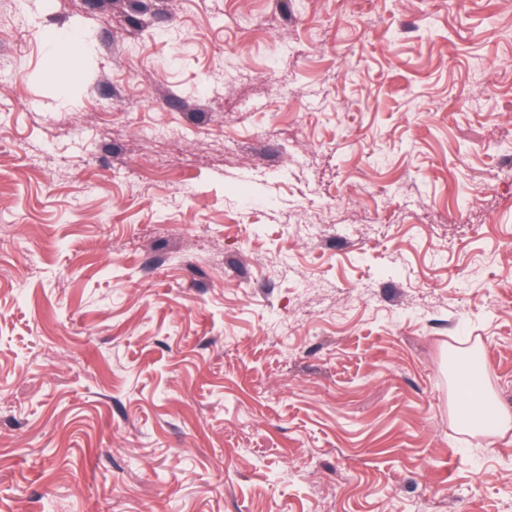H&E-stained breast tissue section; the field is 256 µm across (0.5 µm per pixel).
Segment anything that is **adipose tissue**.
<instances>
[{
  "instance_id": "1",
  "label": "adipose tissue",
  "mask_w": 512,
  "mask_h": 512,
  "mask_svg": "<svg viewBox=\"0 0 512 512\" xmlns=\"http://www.w3.org/2000/svg\"><path fill=\"white\" fill-rule=\"evenodd\" d=\"M457 382L467 393L466 402L460 415L463 427L486 428L507 427L512 425V410L505 406H490L485 389L480 381L486 374V368L471 370L469 359L462 358L456 361Z\"/></svg>"
}]
</instances>
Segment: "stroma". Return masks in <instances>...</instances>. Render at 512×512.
Instances as JSON below:
<instances>
[{
  "instance_id": "1",
  "label": "stroma",
  "mask_w": 512,
  "mask_h": 512,
  "mask_svg": "<svg viewBox=\"0 0 512 512\" xmlns=\"http://www.w3.org/2000/svg\"><path fill=\"white\" fill-rule=\"evenodd\" d=\"M156 3L0 0V512H512V0ZM470 360L462 358L455 362L457 371L455 378L468 394L460 415V423L463 427H509L512 413L503 406L496 405L493 408L488 404V396L480 385V380L487 375V368L481 366L476 371H470Z\"/></svg>"
}]
</instances>
